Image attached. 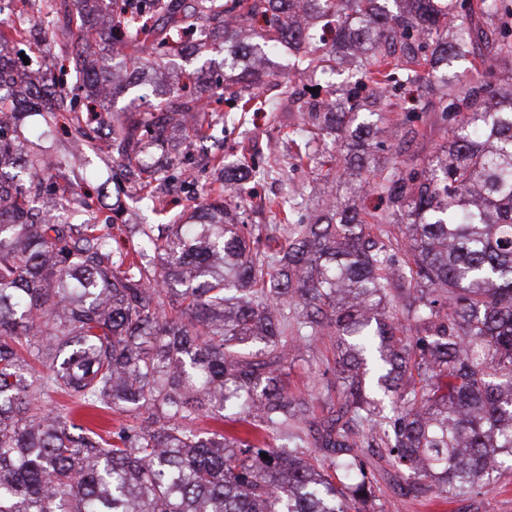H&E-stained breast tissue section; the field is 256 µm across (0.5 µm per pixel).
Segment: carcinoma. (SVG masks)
<instances>
[{
	"label": "carcinoma",
	"instance_id": "obj_1",
	"mask_svg": "<svg viewBox=\"0 0 512 512\" xmlns=\"http://www.w3.org/2000/svg\"><path fill=\"white\" fill-rule=\"evenodd\" d=\"M50 2L68 40L58 71L30 95L71 115L73 141L91 150L99 132L75 114L70 86L102 109L116 93L103 91L90 29L119 37L142 74L183 51L179 30L220 27L224 67L238 75L207 98L236 112L258 104L266 53L295 50L311 80L349 55L361 78L329 89L325 113L346 149L338 179L369 170L363 191L385 208L360 213L332 197L308 215L273 200L279 247L262 249L234 218L233 193L281 159L260 170L215 156L232 187H203L201 218L164 237L138 225L139 247L124 254L81 183L35 208L46 162L29 158L25 183L6 175L24 146L0 128V512H374L357 452L373 443L416 496L473 493L512 470V89L478 69L452 72L484 27L508 25L512 0L464 12L457 0H142L128 14L126 0H111L109 26L104 0ZM12 39L0 18V90L15 85ZM434 83L445 89L443 142L416 164L399 138L391 166L369 168L368 137L387 118L368 89ZM296 103L309 125L290 136L301 164L324 127L318 101ZM106 115L124 177L148 208L165 209L144 155L171 126L192 143L210 139L202 97L185 84L147 111ZM57 206L81 221L49 223ZM382 224L400 227L403 244L386 243ZM317 336L334 338L341 379L340 408L319 424L281 386L288 346ZM55 394L70 403L48 407ZM81 410L125 421L101 429ZM201 418L218 427L199 428Z\"/></svg>",
	"mask_w": 512,
	"mask_h": 512
}]
</instances>
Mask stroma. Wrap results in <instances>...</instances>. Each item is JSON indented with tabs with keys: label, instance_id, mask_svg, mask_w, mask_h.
<instances>
[{
	"label": "stroma",
	"instance_id": "1",
	"mask_svg": "<svg viewBox=\"0 0 512 512\" xmlns=\"http://www.w3.org/2000/svg\"><path fill=\"white\" fill-rule=\"evenodd\" d=\"M223 52L217 45L206 44L198 52L160 65L146 75L148 83L158 90L176 89L182 70L201 69L214 83L224 80ZM268 68L276 75L274 81L264 85L259 95L274 102H286L293 91L306 92V83L293 80L298 71L297 58L290 54H276L267 62ZM416 101L419 114L409 123L406 137V153L418 159L431 154L441 143L443 132L436 122L439 106L434 96L417 86H407L390 91L388 102L397 107L409 101ZM216 115L222 116L212 140L206 146L186 145L180 129H172L163 149L153 151L151 161L156 167L164 168L178 162L191 167L196 174L198 187L214 181L215 175L207 163V157L216 153L246 154L258 164H265L269 154H284L288 151V133L300 125L296 112L246 113L239 121L228 120V104H214ZM19 127L30 135L29 150L53 156L59 166L60 179L47 182L44 195L60 193L65 185L64 178L70 173H93L94 178L87 190L100 223L109 225L113 236L114 249L127 251L136 246L134 234L139 224H170L179 214L190 210H203L205 200L197 190L191 191L178 184L174 187L168 213L157 215L146 209L138 200V189L125 188L116 192L112 175L118 172L120 161L106 152L74 151L70 137L63 124L52 125L46 113L25 110L20 115ZM318 164L288 166L281 172L248 183L242 199L241 219L245 224L262 226L272 221L269 209L271 200L280 196L290 184L312 178L318 191H335L340 200L357 203L356 192L349 185L335 183L321 177ZM336 347L326 337H318L310 344L291 351L288 367L282 376V384L290 397L305 400L311 419L321 420L331 416L338 402L337 388L340 384L336 372ZM368 458L369 476L375 490L377 512H512V472H501L486 481L480 493L469 499L444 502L426 496L414 497L402 494V479L378 458L374 448L362 449Z\"/></svg>",
	"mask_w": 512,
	"mask_h": 512
}]
</instances>
